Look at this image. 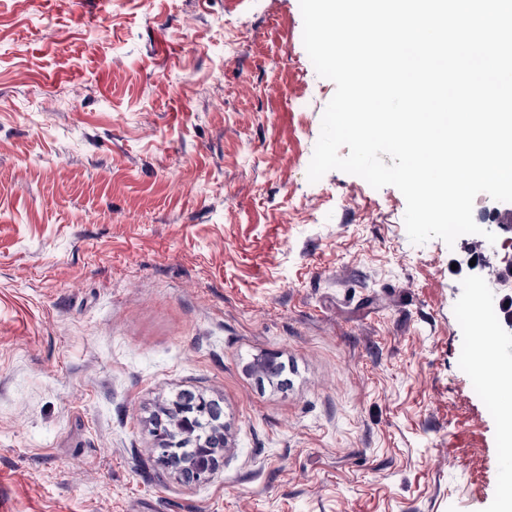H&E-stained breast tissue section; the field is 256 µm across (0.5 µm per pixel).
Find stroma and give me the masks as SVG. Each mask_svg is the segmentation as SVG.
<instances>
[{"mask_svg":"<svg viewBox=\"0 0 512 512\" xmlns=\"http://www.w3.org/2000/svg\"><path fill=\"white\" fill-rule=\"evenodd\" d=\"M302 32L299 0H0V512H499L462 310L473 255L512 302L508 259L309 182ZM186 390L224 408L199 484L156 454Z\"/></svg>","mask_w":512,"mask_h":512,"instance_id":"35a3bbf8","label":"stroma"}]
</instances>
